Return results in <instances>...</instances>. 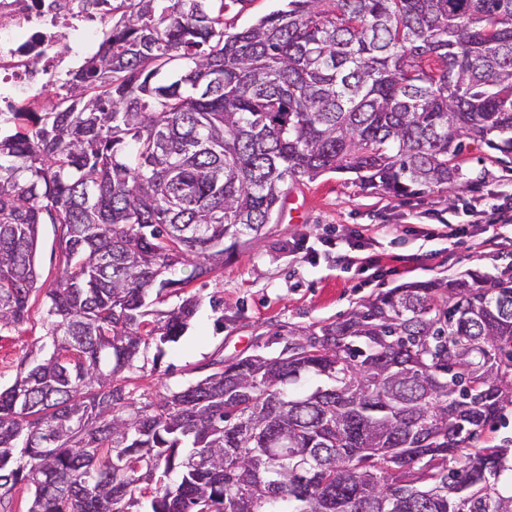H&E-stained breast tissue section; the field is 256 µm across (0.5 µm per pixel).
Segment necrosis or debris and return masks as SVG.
<instances>
[{"label":"necrosis or debris","instance_id":"obj_1","mask_svg":"<svg viewBox=\"0 0 512 512\" xmlns=\"http://www.w3.org/2000/svg\"><path fill=\"white\" fill-rule=\"evenodd\" d=\"M107 12L104 0H0V113L62 90L73 62L59 44L92 46Z\"/></svg>","mask_w":512,"mask_h":512}]
</instances>
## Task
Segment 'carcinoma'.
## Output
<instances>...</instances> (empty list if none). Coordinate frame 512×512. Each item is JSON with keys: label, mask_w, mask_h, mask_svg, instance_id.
I'll return each mask as SVG.
<instances>
[{"label": "carcinoma", "mask_w": 512, "mask_h": 512, "mask_svg": "<svg viewBox=\"0 0 512 512\" xmlns=\"http://www.w3.org/2000/svg\"><path fill=\"white\" fill-rule=\"evenodd\" d=\"M227 7L112 0L66 91L4 119L0 330L38 292L45 222L63 268L0 388V507L25 488L28 512H512V440L476 446L512 405V277L402 283L156 402L123 385L196 312L150 320V296L223 268L288 182L414 194L472 147L512 164V0H285L234 33Z\"/></svg>", "instance_id": "obj_1"}]
</instances>
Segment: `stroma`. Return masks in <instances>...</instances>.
Returning a JSON list of instances; mask_svg holds the SVG:
<instances>
[{"label":"stroma","mask_w":512,"mask_h":512,"mask_svg":"<svg viewBox=\"0 0 512 512\" xmlns=\"http://www.w3.org/2000/svg\"><path fill=\"white\" fill-rule=\"evenodd\" d=\"M512 207V168L471 150L457 187L433 186L412 196L364 187L352 173H326L289 184L280 212L260 235L224 262L223 270L190 279L184 294L197 312L178 342L148 345L127 385L154 398L203 378L212 359L280 352L289 329L338 320L362 300L411 281L477 272L498 276L512 267V231L490 221V197ZM464 222L443 236L445 222ZM358 228V247L340 259L332 243ZM35 266L41 290L54 287L61 263L52 225L39 227ZM33 295L24 323L0 331V384L46 333L42 297Z\"/></svg>","instance_id":"stroma-1"}]
</instances>
